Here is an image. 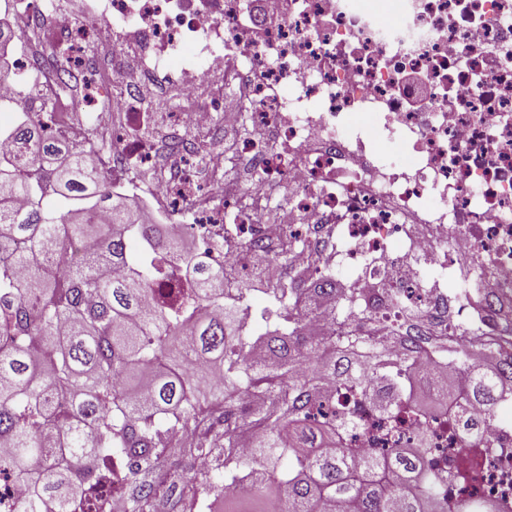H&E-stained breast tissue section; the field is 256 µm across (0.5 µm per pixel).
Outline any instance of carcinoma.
Returning a JSON list of instances; mask_svg holds the SVG:
<instances>
[{
  "instance_id": "obj_1",
  "label": "carcinoma",
  "mask_w": 512,
  "mask_h": 512,
  "mask_svg": "<svg viewBox=\"0 0 512 512\" xmlns=\"http://www.w3.org/2000/svg\"><path fill=\"white\" fill-rule=\"evenodd\" d=\"M0 475L25 483L20 512H85L104 461L123 478L124 512H205L217 497L260 496L267 512H504L490 500L443 501L423 467V446L367 455L343 446L350 425L332 386L385 415L400 379H426L406 353L395 360L386 330L357 323L389 307L328 279L291 273L287 248L253 253L273 267L263 294L278 321L249 331L241 317L253 288H224V269L199 259L161 224L105 186L92 156L46 132L24 112L0 137ZM448 360L449 415L478 423L457 402L492 409L512 379V357L464 376L468 359L497 352L479 331L436 345ZM188 462L167 491L145 480L166 437Z\"/></svg>"
}]
</instances>
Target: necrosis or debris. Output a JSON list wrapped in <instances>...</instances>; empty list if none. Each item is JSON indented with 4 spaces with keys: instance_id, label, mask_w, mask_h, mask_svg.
I'll list each match as a JSON object with an SVG mask.
<instances>
[{
    "instance_id": "4bbe7bcc",
    "label": "necrosis or debris",
    "mask_w": 512,
    "mask_h": 512,
    "mask_svg": "<svg viewBox=\"0 0 512 512\" xmlns=\"http://www.w3.org/2000/svg\"><path fill=\"white\" fill-rule=\"evenodd\" d=\"M74 19L45 14L38 0H0V11L50 27L67 46L74 77L87 57L100 74L126 66L112 86L125 113L144 88L177 98L162 131L176 139L179 172L155 185L154 148L131 128L115 137L112 190L138 196L142 216L163 221L186 207L202 234L234 243L217 258L241 273V246L294 237L300 267L317 281L346 269L358 295L393 278L426 321L408 336L447 335L479 322L512 351V0H86ZM30 50L0 77V101L19 92L15 72L33 71L41 98L58 77ZM427 87L415 98L406 82ZM251 135L236 139L239 123ZM235 150L245 164L236 189H200L194 161ZM286 193L272 204L268 183ZM347 406L349 447L377 453L429 434L426 458L443 497L488 498L512 507V402L469 406L477 438L447 417L392 428L360 399ZM488 454L482 480L454 474Z\"/></svg>"
}]
</instances>
